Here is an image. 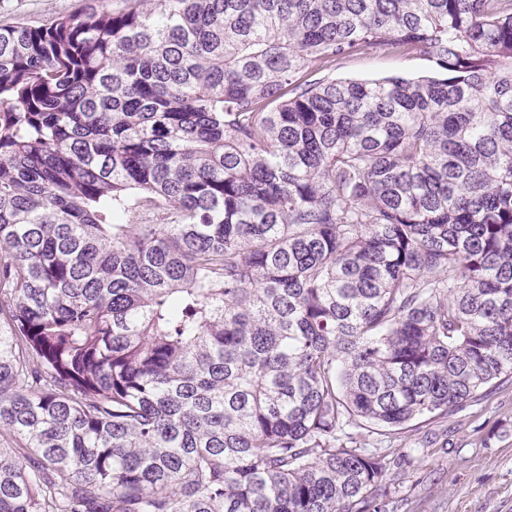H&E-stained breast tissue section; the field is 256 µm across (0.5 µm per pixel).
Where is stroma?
Returning a JSON list of instances; mask_svg holds the SVG:
<instances>
[{
  "mask_svg": "<svg viewBox=\"0 0 512 512\" xmlns=\"http://www.w3.org/2000/svg\"><path fill=\"white\" fill-rule=\"evenodd\" d=\"M99 0H0V23L43 20ZM422 57L370 52L337 62L331 79H377L432 72ZM387 451L385 512H512V381L445 418H421L402 433L370 436Z\"/></svg>",
  "mask_w": 512,
  "mask_h": 512,
  "instance_id": "35a3bbf8",
  "label": "stroma"
}]
</instances>
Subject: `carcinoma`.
Segmentation results:
<instances>
[{"mask_svg":"<svg viewBox=\"0 0 512 512\" xmlns=\"http://www.w3.org/2000/svg\"><path fill=\"white\" fill-rule=\"evenodd\" d=\"M509 377L512 0L0 24V512H380ZM434 71L432 62L423 57H397L384 52H370L354 59L341 60L331 71L316 77L328 79H377L400 73L419 76Z\"/></svg>","mask_w":512,"mask_h":512,"instance_id":"cac0c4a2","label":"carcinoma"}]
</instances>
